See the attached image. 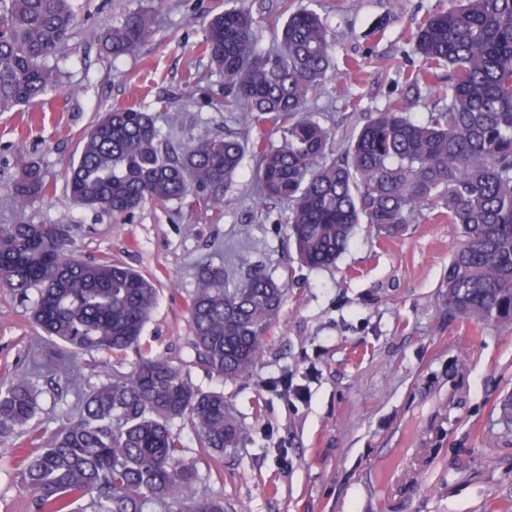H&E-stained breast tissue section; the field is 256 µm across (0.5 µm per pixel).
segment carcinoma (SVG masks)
<instances>
[{"instance_id": "obj_1", "label": "carcinoma", "mask_w": 512, "mask_h": 512, "mask_svg": "<svg viewBox=\"0 0 512 512\" xmlns=\"http://www.w3.org/2000/svg\"><path fill=\"white\" fill-rule=\"evenodd\" d=\"M155 22L154 7L142 5L109 29L112 59L134 53ZM266 23L276 45L262 49L251 11L226 8L202 43L224 75V111L257 130L254 139L226 132L177 149L153 114L116 107L86 135L69 170V196L109 213L200 192L219 206L249 153L254 204L287 206L288 241L307 267L335 263L362 224L392 238L444 218L460 231L448 263V309L512 325V0H454L428 14L415 34L422 65L411 82L431 90L446 71L448 105L420 121L396 99L369 113L339 149L311 107L313 93L336 75L325 23L313 9H291L290 0ZM75 25L73 0H0V112L61 89L50 60ZM45 191L40 168L23 162L14 203L22 208ZM71 243L68 225L0 227V286L21 297L37 292L32 319L66 348L44 368L66 379L85 352L118 355L137 345L157 304L151 280L110 261H83ZM196 280L187 312L197 359L226 379L248 375L286 291L260 268L234 280L206 262ZM38 410L39 392L25 374L0 385V437L37 446L20 459L35 512H147L152 503L164 512H224L223 500L198 494L173 424L188 420L199 446L219 453L238 447L244 428L224 393L197 387L181 366L140 359L83 393L77 416L45 445L31 435Z\"/></svg>"}]
</instances>
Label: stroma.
I'll list each match as a JSON object with an SVG mask.
<instances>
[{
  "instance_id": "obj_1",
  "label": "stroma",
  "mask_w": 512,
  "mask_h": 512,
  "mask_svg": "<svg viewBox=\"0 0 512 512\" xmlns=\"http://www.w3.org/2000/svg\"><path fill=\"white\" fill-rule=\"evenodd\" d=\"M140 2L75 0L74 33L57 59L65 91L0 112V226H73L75 255L152 277L159 303L139 348L82 355L70 381L43 367L53 347L29 318L32 299L0 291V384L28 372L41 393L33 425L47 438L76 416L79 391L140 357L183 365L196 386L223 392L246 430L239 448L219 455L198 446L189 423L174 424L198 493L223 500L224 512H512V423L500 414L512 396V327L449 313L441 283L455 225L427 220L393 239L363 225L335 265L309 269L284 234L285 205L253 207L249 156L219 209L203 193L118 215L70 199L68 169L100 112L153 113L177 147L239 129L224 110V76L201 52L209 19L235 0H154L151 34L112 59L104 35ZM449 4L293 0L320 14L337 60L360 62L313 96L335 141L398 97L415 100L421 121L445 106L441 91L410 89L407 73L421 63L419 22ZM349 96L356 111L343 107ZM25 159L39 165L47 193L20 209L12 188ZM200 261L236 273L258 266L287 290L249 375L227 380L196 359L186 301ZM18 454L16 440L0 438V512H33Z\"/></svg>"
}]
</instances>
